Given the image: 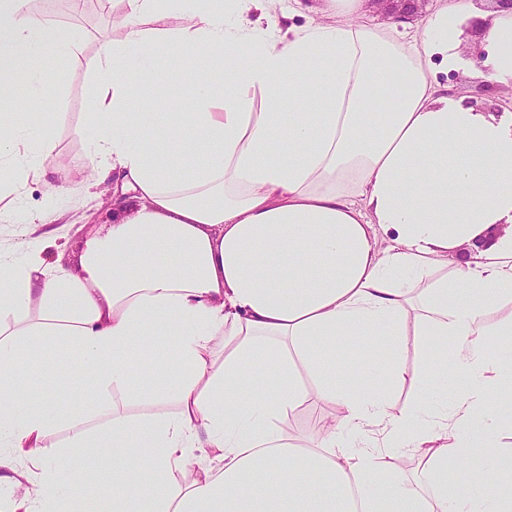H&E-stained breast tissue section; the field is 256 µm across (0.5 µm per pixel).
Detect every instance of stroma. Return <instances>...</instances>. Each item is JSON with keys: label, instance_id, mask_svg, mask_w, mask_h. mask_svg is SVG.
<instances>
[{"label": "stroma", "instance_id": "1", "mask_svg": "<svg viewBox=\"0 0 512 512\" xmlns=\"http://www.w3.org/2000/svg\"><path fill=\"white\" fill-rule=\"evenodd\" d=\"M27 11L44 13L73 26L84 37L83 52H91L97 41L112 29L111 9L90 0L80 14H73L68 0H28ZM92 81L79 61L64 67L58 99L41 104L26 103L25 110L35 128L53 137L56 150L67 162L65 180L69 193L56 203L48 223L27 224L25 212L41 206L44 186L27 183L19 196L0 200V255L15 257L38 250L48 263L77 271L85 240L112 222V210L104 187L86 188L91 176L90 139L85 133V105L91 97Z\"/></svg>", "mask_w": 512, "mask_h": 512}]
</instances>
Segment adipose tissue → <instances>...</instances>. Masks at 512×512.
Returning <instances> with one entry per match:
<instances>
[{"label": "adipose tissue", "instance_id": "ef3b65f1", "mask_svg": "<svg viewBox=\"0 0 512 512\" xmlns=\"http://www.w3.org/2000/svg\"><path fill=\"white\" fill-rule=\"evenodd\" d=\"M113 4L83 58L112 222L75 272L0 259V512H512V113L447 80L512 85V13L441 0L420 29L384 31L362 0L309 5L302 27L282 0ZM25 5L0 0V198L37 180L50 204L62 159L10 108L58 96L78 37ZM467 19L482 58L462 50ZM146 85L183 111H136ZM410 336L433 378H467L451 404L409 373ZM349 345L364 352L339 369ZM52 369L76 387L26 392ZM308 402L338 412L289 437L281 418Z\"/></svg>", "mask_w": 512, "mask_h": 512}]
</instances>
